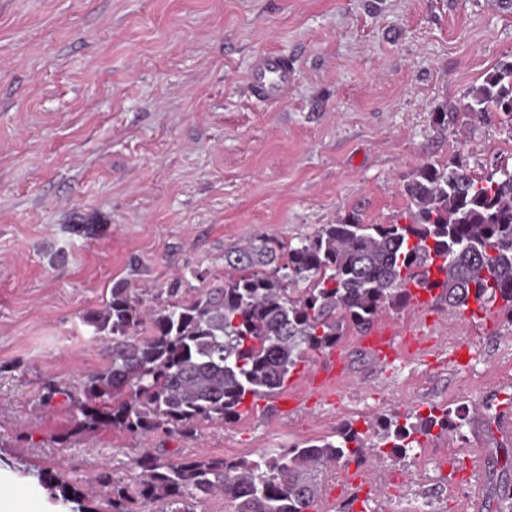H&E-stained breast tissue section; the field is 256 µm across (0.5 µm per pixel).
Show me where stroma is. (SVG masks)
<instances>
[{"mask_svg": "<svg viewBox=\"0 0 512 512\" xmlns=\"http://www.w3.org/2000/svg\"><path fill=\"white\" fill-rule=\"evenodd\" d=\"M268 52L294 71L273 106L246 82ZM511 57L512 9L499 0H0V492L60 512L38 471L94 499L90 476L105 465L130 475L145 448L253 458L463 406L469 425L422 442L436 471L456 460L447 495L429 486L422 498L432 512H508L512 424L488 421L512 400L495 371L512 358L501 314L385 313L392 355L348 330L241 420L198 424L193 438L74 428L86 376L106 364L84 317L114 285L166 288L183 272L184 288H209L224 279L225 247L257 232L287 242L350 214L405 222L404 188L423 164L512 168V121L463 110ZM445 108L457 114L441 130ZM330 365L346 389L316 385ZM49 380L60 391L46 402ZM371 464L323 471L321 501L390 512L378 488L414 460ZM338 472L362 486L336 483Z\"/></svg>", "mask_w": 512, "mask_h": 512, "instance_id": "stroma-1", "label": "stroma"}]
</instances>
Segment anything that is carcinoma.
Here are the masks:
<instances>
[{
	"label": "carcinoma",
	"instance_id": "obj_1",
	"mask_svg": "<svg viewBox=\"0 0 512 512\" xmlns=\"http://www.w3.org/2000/svg\"><path fill=\"white\" fill-rule=\"evenodd\" d=\"M465 111L512 117V60L502 61L468 93ZM405 192L412 209L404 224H362L348 216L323 224L297 244L259 234L224 250V282L192 298L184 275L164 304L118 285L86 317L106 338V366L87 376L77 402L84 433H129L161 425L196 431L200 421L234 423L246 399L282 389L301 363L333 347L351 329L371 326L385 311L410 306L414 287L461 312L507 315L512 322V170L494 166L475 177L463 165L420 167ZM467 414L433 413L417 426H396L368 442L343 429L337 440L270 448L255 459H182L144 449L136 482L103 467L93 476L106 512H207L210 500L232 512H309L318 495L312 475L366 452L416 448L434 427L460 429ZM51 500L69 512H100L62 477L39 472Z\"/></svg>",
	"mask_w": 512,
	"mask_h": 512
}]
</instances>
